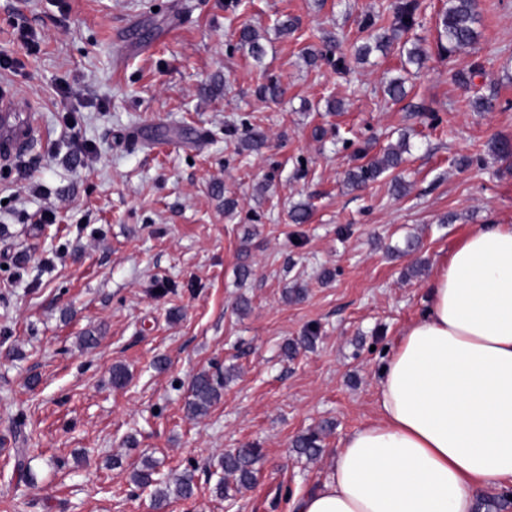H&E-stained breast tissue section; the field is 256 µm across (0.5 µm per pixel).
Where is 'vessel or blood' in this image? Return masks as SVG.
<instances>
[{
  "mask_svg": "<svg viewBox=\"0 0 512 512\" xmlns=\"http://www.w3.org/2000/svg\"><path fill=\"white\" fill-rule=\"evenodd\" d=\"M32 103L10 87L0 88V161L9 162L28 147L36 133Z\"/></svg>",
  "mask_w": 512,
  "mask_h": 512,
  "instance_id": "1",
  "label": "vessel or blood"
}]
</instances>
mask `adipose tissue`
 I'll list each match as a JSON object with an SVG mask.
<instances>
[{
	"mask_svg": "<svg viewBox=\"0 0 512 512\" xmlns=\"http://www.w3.org/2000/svg\"><path fill=\"white\" fill-rule=\"evenodd\" d=\"M377 422L346 435L292 512H475L512 484V225L465 237L384 360Z\"/></svg>",
	"mask_w": 512,
	"mask_h": 512,
	"instance_id": "ef3b65f1",
	"label": "adipose tissue"
}]
</instances>
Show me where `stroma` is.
I'll list each match as a JSON object with an SVG mask.
<instances>
[{
	"instance_id": "35a3bbf8",
	"label": "stroma",
	"mask_w": 512,
	"mask_h": 512,
	"mask_svg": "<svg viewBox=\"0 0 512 512\" xmlns=\"http://www.w3.org/2000/svg\"><path fill=\"white\" fill-rule=\"evenodd\" d=\"M397 2L0 0L6 82L38 126L0 169V512H154L128 478L145 457L163 476L194 470L193 496L166 512H291L328 479L341 439L377 420L385 353L425 311L435 271L482 225L512 224V157L493 151L512 140V0H478L477 43L448 54L446 0H419L421 24L400 39L426 57L394 101L398 45L364 62L354 48L362 19L391 20ZM246 24L262 61L239 44ZM329 45L347 71L320 58ZM475 63L473 86L454 81ZM271 79L282 98L259 96ZM479 94L492 111L474 109ZM402 137L398 173L348 186ZM306 336L312 348L285 357ZM203 371L224 390L193 416ZM320 427L307 459L293 443ZM243 445L260 451L256 480L217 497L218 460ZM21 448L30 486L13 476Z\"/></svg>"
}]
</instances>
